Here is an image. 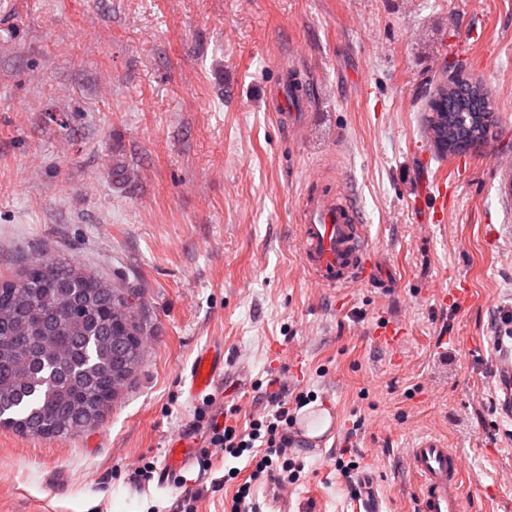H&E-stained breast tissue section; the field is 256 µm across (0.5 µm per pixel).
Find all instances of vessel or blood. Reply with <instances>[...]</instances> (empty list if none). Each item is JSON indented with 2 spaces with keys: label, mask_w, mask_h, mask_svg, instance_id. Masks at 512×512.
<instances>
[{
  "label": "vessel or blood",
  "mask_w": 512,
  "mask_h": 512,
  "mask_svg": "<svg viewBox=\"0 0 512 512\" xmlns=\"http://www.w3.org/2000/svg\"><path fill=\"white\" fill-rule=\"evenodd\" d=\"M300 258L314 283L342 291L373 281L376 266L365 243L357 213L344 193H306L299 210ZM223 355L201 352L190 372L189 391L201 394L215 385ZM501 406L512 408V354L498 365ZM409 468L417 481L419 512H463L462 461L439 437L425 436L408 448Z\"/></svg>",
  "instance_id": "1"
}]
</instances>
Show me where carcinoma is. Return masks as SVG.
<instances>
[{
  "label": "carcinoma",
  "instance_id": "1",
  "mask_svg": "<svg viewBox=\"0 0 512 512\" xmlns=\"http://www.w3.org/2000/svg\"><path fill=\"white\" fill-rule=\"evenodd\" d=\"M462 71L449 66L457 78L442 80L427 104L426 136L439 116L462 131L452 150L436 149L441 157L488 143L497 123L490 96H460L470 85ZM136 298L133 288L51 258L0 275V426L33 437L95 426L141 360L146 327Z\"/></svg>",
  "mask_w": 512,
  "mask_h": 512
}]
</instances>
